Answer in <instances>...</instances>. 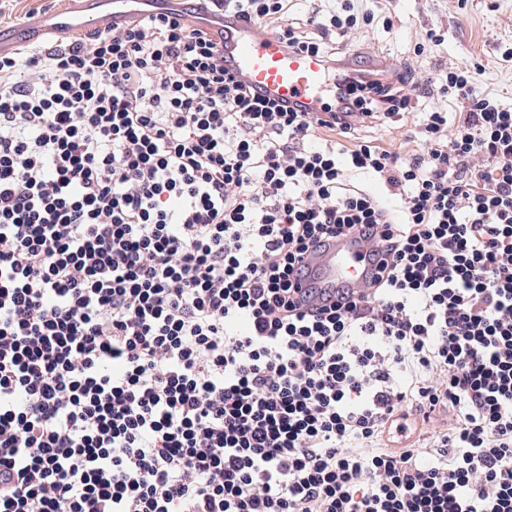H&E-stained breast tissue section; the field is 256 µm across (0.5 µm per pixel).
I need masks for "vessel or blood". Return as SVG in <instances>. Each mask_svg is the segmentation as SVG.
Returning a JSON list of instances; mask_svg holds the SVG:
<instances>
[{
	"instance_id": "obj_1",
	"label": "vessel or blood",
	"mask_w": 512,
	"mask_h": 512,
	"mask_svg": "<svg viewBox=\"0 0 512 512\" xmlns=\"http://www.w3.org/2000/svg\"><path fill=\"white\" fill-rule=\"evenodd\" d=\"M141 3L142 0H80L77 14L61 12L10 32L0 31V55L10 54L21 40L35 41L46 33H60L76 26L94 27L104 14L111 16L114 25L127 24ZM209 21L215 41L224 50V64L237 81L278 103H297L305 111L324 115L323 94L330 64L310 53L288 51L277 34L237 18L217 12ZM371 251L365 242L332 243L309 257L308 274L302 284L319 287L326 296L344 285L364 284Z\"/></svg>"
}]
</instances>
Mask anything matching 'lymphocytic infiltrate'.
Returning <instances> with one entry per match:
<instances>
[{"mask_svg": "<svg viewBox=\"0 0 512 512\" xmlns=\"http://www.w3.org/2000/svg\"><path fill=\"white\" fill-rule=\"evenodd\" d=\"M206 7L330 63L392 27ZM432 82L404 156L253 94L167 11L0 56V512H512V107ZM409 105L336 71L335 111ZM351 233L386 252L371 292L297 310L309 248Z\"/></svg>", "mask_w": 512, "mask_h": 512, "instance_id": "lymphocytic-infiltrate-1", "label": "lymphocytic infiltrate"}]
</instances>
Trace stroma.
<instances>
[{
  "mask_svg": "<svg viewBox=\"0 0 512 512\" xmlns=\"http://www.w3.org/2000/svg\"><path fill=\"white\" fill-rule=\"evenodd\" d=\"M362 6L372 11L385 9L393 27L351 33V40L362 48L361 56L352 61L354 68H363L367 57H387L393 74L406 75L400 92L414 105L393 127L362 129V139L404 155L418 150L410 134L421 119L420 107L431 102L430 81L439 69L452 64L479 66L483 89L512 104V62L501 60L504 45L512 44V0H467L463 5L458 0H363ZM436 25L446 30L445 42L430 54L416 56L415 43Z\"/></svg>",
  "mask_w": 512,
  "mask_h": 512,
  "instance_id": "35a3bbf8",
  "label": "stroma"
}]
</instances>
